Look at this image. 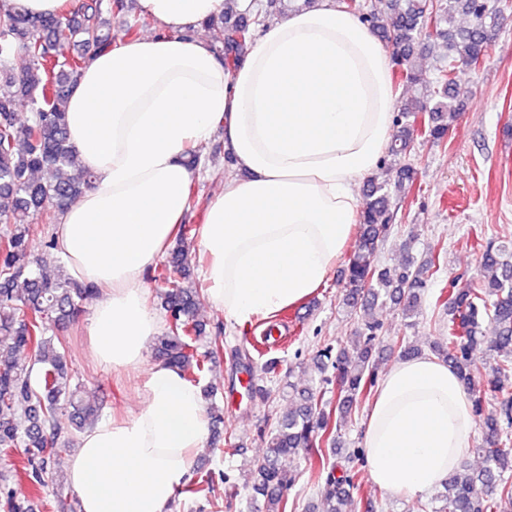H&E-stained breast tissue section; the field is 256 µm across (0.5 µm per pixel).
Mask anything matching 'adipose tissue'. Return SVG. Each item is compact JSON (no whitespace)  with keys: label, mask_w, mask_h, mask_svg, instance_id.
Wrapping results in <instances>:
<instances>
[{"label":"adipose tissue","mask_w":512,"mask_h":512,"mask_svg":"<svg viewBox=\"0 0 512 512\" xmlns=\"http://www.w3.org/2000/svg\"><path fill=\"white\" fill-rule=\"evenodd\" d=\"M225 0H138L153 33L93 56L68 98V137L95 177L60 216L56 251L98 288L88 334L99 363L137 370L162 328L144 276L190 211L188 150L215 127L235 171L205 205L198 237L206 294L244 326L303 303L345 255L361 209L358 182L377 169L398 93L382 42L335 0L265 21L234 68L206 23ZM138 409L98 422L67 471L80 512H166L209 434L200 388L150 368ZM475 417L456 372L436 357L396 362L362 436L380 489L417 500L470 448Z\"/></svg>","instance_id":"adipose-tissue-1"}]
</instances>
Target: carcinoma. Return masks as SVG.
<instances>
[{
  "instance_id": "1",
  "label": "carcinoma",
  "mask_w": 512,
  "mask_h": 512,
  "mask_svg": "<svg viewBox=\"0 0 512 512\" xmlns=\"http://www.w3.org/2000/svg\"><path fill=\"white\" fill-rule=\"evenodd\" d=\"M345 8L358 14L381 40L394 46L393 61L410 82L420 81L412 58L417 47L444 43L433 81L425 86L420 101H403L394 123L418 126L420 134L442 145L460 110V92L453 74L460 65L475 66L484 60L488 45L497 35L500 0H352ZM209 25L218 29L217 43L224 45L227 67L253 41V30L244 18L231 20L229 12ZM470 18L466 29H453L454 12ZM128 0H105V7L62 16H33L16 3L0 12V452L23 449L25 493L0 488V512H34L33 499L49 485L59 484L55 460L63 451L60 416L73 411L75 431L95 424L97 409L82 403L79 387L71 384L72 370L64 340L52 335L82 311L83 304L98 294L64 271L51 276L32 258L29 243L37 224H52L70 204L92 186L93 174L70 142L66 123L69 92L92 55L112 44V17L128 16ZM64 43L80 47L77 54L60 53ZM24 55L28 67L20 73L6 69L15 55ZM32 104V116L18 120L19 100ZM410 143L394 136L388 148L393 162L390 177L372 179L361 206L357 241L347 265V289L342 304L368 311L388 302L403 304L402 314H418L428 288V269L436 258L418 264L409 257L398 269L375 263V257L391 228V186L413 188L418 171L401 162ZM193 225H180L178 237L166 261L157 267L154 280L161 285V306L168 313V332L158 340V355L177 368L184 378L199 384L208 363L223 339L209 336L206 324L196 318L198 289L190 283L191 252L187 240ZM481 251L475 276L456 278L441 288L435 308L448 315V339L434 341L430 351L453 368L471 393L473 412L485 433L482 446L473 449L481 458L475 469L455 468L439 495L435 512H497L499 503L512 500V251L477 236ZM493 325L485 334L484 323ZM495 353L494 364L480 369L473 361L478 350ZM26 351L30 361L18 359ZM398 352L402 358L421 353L406 338L384 348L382 324L366 321L347 340L316 351L318 376L296 394L294 406L279 416L265 454L249 469L251 489L263 499L265 512H288V492L296 475L281 467L288 458L308 459L309 471L324 481L318 512H348L354 504L345 487L355 484L360 448H335L327 456L323 448L339 443L344 425L352 421L378 381L380 355ZM334 375H327L328 369ZM336 384V400L325 398L327 386ZM497 400L499 413L486 412L487 397ZM213 426V444L232 446L233 431L220 430L223 408L207 407ZM222 472L205 475L194 470L178 494L197 496L213 488Z\"/></svg>"
}]
</instances>
